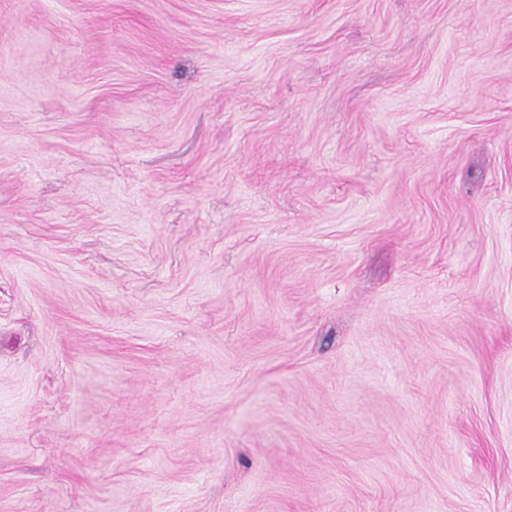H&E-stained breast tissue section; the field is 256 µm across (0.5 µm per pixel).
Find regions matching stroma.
<instances>
[{
  "label": "stroma",
  "mask_w": 512,
  "mask_h": 512,
  "mask_svg": "<svg viewBox=\"0 0 512 512\" xmlns=\"http://www.w3.org/2000/svg\"><path fill=\"white\" fill-rule=\"evenodd\" d=\"M0 512H512V0H0Z\"/></svg>",
  "instance_id": "obj_1"
}]
</instances>
